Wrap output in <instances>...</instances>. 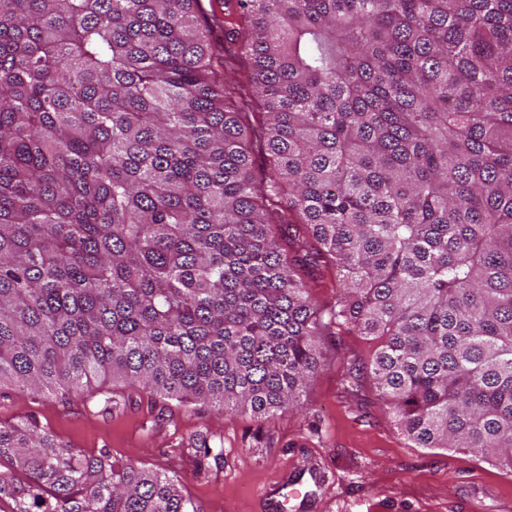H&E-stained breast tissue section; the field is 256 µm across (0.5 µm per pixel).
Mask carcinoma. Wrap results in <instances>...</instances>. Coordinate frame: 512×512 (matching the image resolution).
I'll list each match as a JSON object with an SVG mask.
<instances>
[{
	"instance_id": "cac0c4a2",
	"label": "carcinoma",
	"mask_w": 512,
	"mask_h": 512,
	"mask_svg": "<svg viewBox=\"0 0 512 512\" xmlns=\"http://www.w3.org/2000/svg\"><path fill=\"white\" fill-rule=\"evenodd\" d=\"M237 4L0 0V387L270 417L349 328L408 440L512 471V0ZM3 460L11 512H199L36 425L0 426ZM303 280L312 287L311 293L320 305H331L335 301L339 272L331 266L318 271H301Z\"/></svg>"
}]
</instances>
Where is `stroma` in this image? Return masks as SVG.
Listing matches in <instances>:
<instances>
[{
    "mask_svg": "<svg viewBox=\"0 0 512 512\" xmlns=\"http://www.w3.org/2000/svg\"><path fill=\"white\" fill-rule=\"evenodd\" d=\"M319 349L302 409L272 418L154 403L121 384L110 398L88 403L6 386L0 424L34 420L86 452L106 449L123 462L177 474L201 512H258L262 492L313 457L325 478L303 512H462L474 496L481 512H512V473L460 451L415 447L369 378H353L351 367L371 359V341L331 329ZM199 438L222 450L223 461L187 454Z\"/></svg>",
    "mask_w": 512,
    "mask_h": 512,
    "instance_id": "35a3bbf8",
    "label": "stroma"
}]
</instances>
